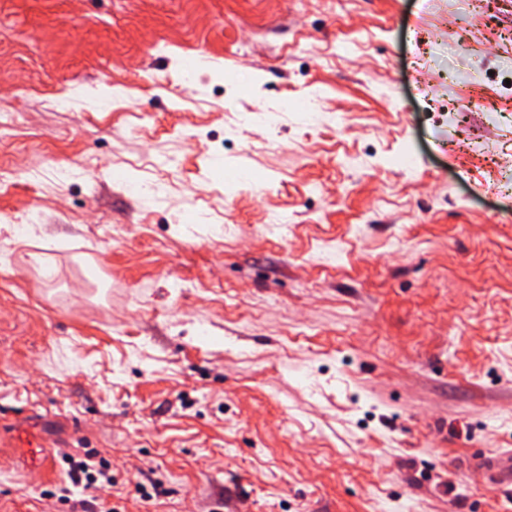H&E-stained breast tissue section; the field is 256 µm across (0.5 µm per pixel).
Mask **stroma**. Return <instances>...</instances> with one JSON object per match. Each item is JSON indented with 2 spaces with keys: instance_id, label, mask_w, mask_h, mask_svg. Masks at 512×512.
Listing matches in <instances>:
<instances>
[{
  "instance_id": "stroma-1",
  "label": "stroma",
  "mask_w": 512,
  "mask_h": 512,
  "mask_svg": "<svg viewBox=\"0 0 512 512\" xmlns=\"http://www.w3.org/2000/svg\"><path fill=\"white\" fill-rule=\"evenodd\" d=\"M0 168V512H512V0H0ZM14 436L18 442L28 448L24 453L28 460L31 462L34 460L35 464L39 468L47 471H52L56 468V456L53 452L44 449L50 448V446H46V442L44 440L39 438L37 435L29 433L22 427H16L14 429ZM69 460L68 477L71 483L74 486L81 487L83 492L90 497V499H82L80 502L83 506L94 505L97 499L92 495V492L97 488V482L100 479H103L104 482L108 484L112 482V473L109 464L104 460L99 461L98 464L92 465L87 462V460L90 461L89 459L76 460L72 457Z\"/></svg>"
}]
</instances>
